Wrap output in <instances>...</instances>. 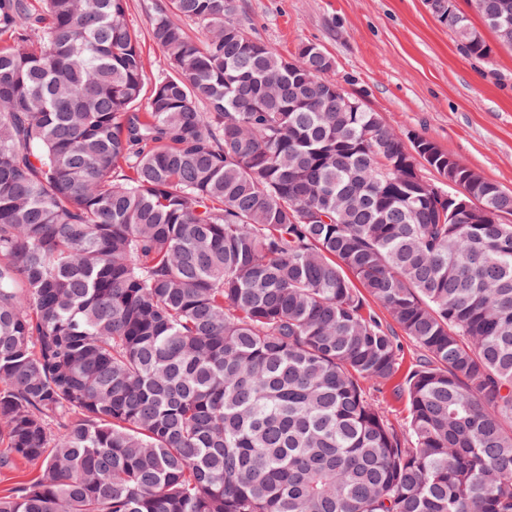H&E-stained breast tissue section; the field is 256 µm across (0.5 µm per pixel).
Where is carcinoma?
Instances as JSON below:
<instances>
[{
  "mask_svg": "<svg viewBox=\"0 0 512 512\" xmlns=\"http://www.w3.org/2000/svg\"><path fill=\"white\" fill-rule=\"evenodd\" d=\"M151 37L149 82L126 0H0V512H512V192L238 0ZM372 398L385 410L388 418L392 422L403 423L406 415L405 398L393 396L388 388L378 390L377 387L366 384Z\"/></svg>",
  "mask_w": 512,
  "mask_h": 512,
  "instance_id": "obj_1",
  "label": "carcinoma"
}]
</instances>
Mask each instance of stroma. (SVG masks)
Segmentation results:
<instances>
[{"instance_id":"obj_1","label":"stroma","mask_w":512,"mask_h":512,"mask_svg":"<svg viewBox=\"0 0 512 512\" xmlns=\"http://www.w3.org/2000/svg\"><path fill=\"white\" fill-rule=\"evenodd\" d=\"M160 0H126L149 73L166 68L150 36ZM249 32L288 54L302 42L335 60L329 77L401 134H422L512 191V49L486 30L473 0H454L492 44L467 55L425 0H239Z\"/></svg>"}]
</instances>
